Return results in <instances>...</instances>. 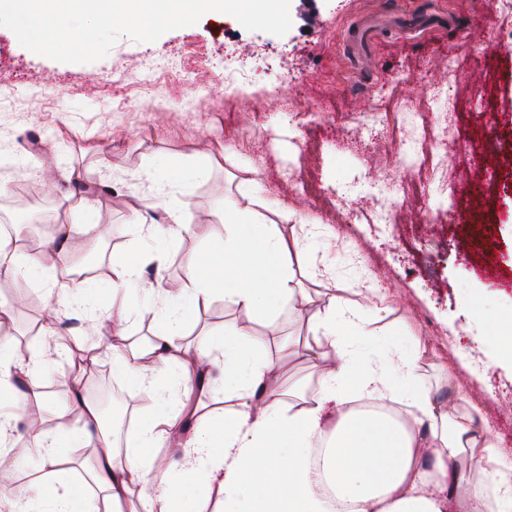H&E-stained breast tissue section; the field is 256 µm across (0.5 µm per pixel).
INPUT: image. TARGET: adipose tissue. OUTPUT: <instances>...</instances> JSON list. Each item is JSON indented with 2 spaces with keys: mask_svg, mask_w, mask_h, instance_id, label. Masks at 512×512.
Masks as SVG:
<instances>
[{
  "mask_svg": "<svg viewBox=\"0 0 512 512\" xmlns=\"http://www.w3.org/2000/svg\"><path fill=\"white\" fill-rule=\"evenodd\" d=\"M259 205L244 194L226 206L224 231L211 236L208 254L188 262L176 291L159 294L164 314L153 340L110 349L113 370L130 389L151 387L162 395L169 382L187 385L202 373L211 377L209 392L224 388L240 400V410L215 430L185 399L173 415L146 411L124 450L103 439L88 475L102 489L105 512H185L188 488L222 495L224 512H331L320 490L324 480L351 512H448L460 497L480 499L489 487L497 512H512V464L497 441L476 434L468 413H448L417 391L415 358L400 359L391 371L355 365L348 346L364 334L356 312L344 310L313 324L314 335L334 350L331 366L321 374L319 399L289 412L276 383L279 364L268 356L265 339L234 328L197 347L183 344L187 321L217 290L239 309L267 320L281 304L296 302L288 241ZM76 230L73 224L57 225L38 253L1 260L0 274L37 268L46 280L55 279V262L65 258V244ZM48 354L44 348L25 358L1 346L0 377L20 375L38 390ZM398 399L415 408L416 420L428 423L429 445L436 450L430 472L417 468L420 443L410 428L350 407L355 400L384 406ZM56 417L54 432L36 435L30 445L52 465L51 479L14 493L10 512H91L89 497L58 470V450L92 444L100 416L86 404L77 417L63 408ZM175 436L180 442L174 463L164 448ZM322 439L327 449L318 474L309 465V452Z\"/></svg>",
  "mask_w": 512,
  "mask_h": 512,
  "instance_id": "1",
  "label": "adipose tissue"
}]
</instances>
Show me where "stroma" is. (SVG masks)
<instances>
[{
  "label": "stroma",
  "instance_id": "35a3bbf8",
  "mask_svg": "<svg viewBox=\"0 0 512 512\" xmlns=\"http://www.w3.org/2000/svg\"><path fill=\"white\" fill-rule=\"evenodd\" d=\"M283 36L245 30L229 15H203L157 41L120 36L107 57L60 63L22 47L0 28V225L17 237L8 207L25 184L55 176L52 218L118 228L113 239L77 234L71 258L106 256L145 262L143 281L127 282L132 317L124 339L151 338L159 316L144 283L165 288L185 277V263L208 250V232L223 229L224 203L249 191L267 216L287 207L284 235L305 260H291L296 288L312 298L304 320L291 305L277 312L268 351L281 363L287 403H314L318 371L295 337L312 340L311 324L331 305L359 312L366 335L353 355L362 365L415 357V382L437 403L466 408L478 434L512 445V367L497 353L495 323L474 324L470 306L512 313V43L499 42L480 0H291ZM384 37L370 55L353 50L349 32L362 21ZM456 56L454 72L443 64ZM455 103L447 147L431 169L455 178L454 198L440 209L439 184H422L401 223H386L401 185L420 182L405 167L403 143L437 135L417 103L433 92ZM392 113L371 127L372 110ZM181 166H206L204 178L165 186L155 176L158 152ZM314 173L323 196L304 194ZM350 188L337 202L336 187ZM96 197L92 214L79 210ZM182 209L175 243L139 233L135 221L162 222V203ZM90 311L68 315L73 336H113L99 293ZM265 322L216 295L186 327L187 341Z\"/></svg>",
  "mask_w": 512,
  "mask_h": 512
}]
</instances>
